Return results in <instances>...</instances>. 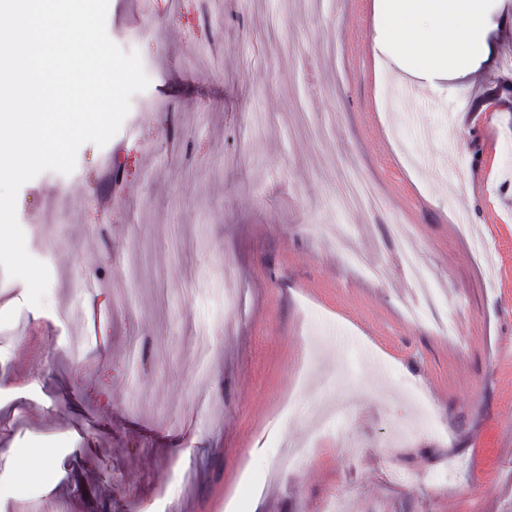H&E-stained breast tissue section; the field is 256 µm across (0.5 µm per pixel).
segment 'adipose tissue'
Returning <instances> with one entry per match:
<instances>
[{
    "instance_id": "adipose-tissue-1",
    "label": "adipose tissue",
    "mask_w": 512,
    "mask_h": 512,
    "mask_svg": "<svg viewBox=\"0 0 512 512\" xmlns=\"http://www.w3.org/2000/svg\"><path fill=\"white\" fill-rule=\"evenodd\" d=\"M374 57L389 54L426 80L470 73L485 46V0H377Z\"/></svg>"
}]
</instances>
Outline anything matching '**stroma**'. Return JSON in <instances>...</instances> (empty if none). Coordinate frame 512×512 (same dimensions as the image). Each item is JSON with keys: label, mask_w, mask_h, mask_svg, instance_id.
<instances>
[{"label": "stroma", "mask_w": 512, "mask_h": 512, "mask_svg": "<svg viewBox=\"0 0 512 512\" xmlns=\"http://www.w3.org/2000/svg\"><path fill=\"white\" fill-rule=\"evenodd\" d=\"M374 2L109 0L150 84L18 192L0 512H512V0L459 95L375 66ZM393 232L397 236V238L400 242L401 252L403 253V256H404L406 268L411 270L413 276L418 280L419 279V270L415 266V257H414L412 240H411V236L408 232L406 225L395 224Z\"/></svg>", "instance_id": "1"}]
</instances>
